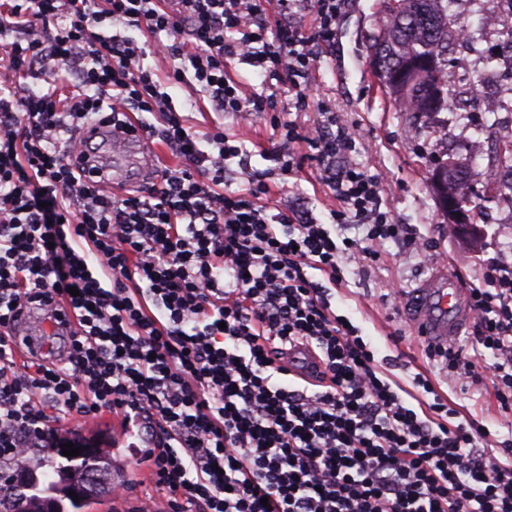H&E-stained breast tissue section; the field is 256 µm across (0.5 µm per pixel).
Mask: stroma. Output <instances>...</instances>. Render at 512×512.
<instances>
[{
    "label": "stroma",
    "mask_w": 512,
    "mask_h": 512,
    "mask_svg": "<svg viewBox=\"0 0 512 512\" xmlns=\"http://www.w3.org/2000/svg\"><path fill=\"white\" fill-rule=\"evenodd\" d=\"M382 16L383 0H348L336 26L334 47L311 76V97L324 100L345 121L361 126L364 142L356 161L379 177L384 205L401 223L430 238L434 251L419 256L402 244L385 242L380 260L372 267L362 272L346 271V282L334 290L331 303L372 342L377 358L384 360L396 381L407 387L416 373H424L447 395L449 406L482 419L502 441L512 437V415L499 410L491 388L474 390L429 361L423 340L397 314L390 296L391 286L408 292L443 259L449 270L468 284L475 279L478 261L500 258L512 262V223L497 220L493 188L482 185L472 194L474 204L488 208L478 224L481 244L472 249L455 235L429 187L432 169L443 159H458L478 172L492 164L494 139L488 130L494 117L487 114L459 120L453 113L441 112L424 123L415 120L413 113L396 111L388 89L369 65L371 35ZM224 126L241 134L253 169L272 168L265 155L272 134L268 123L260 118L243 122L228 115ZM271 188L273 199L311 210L321 222H328L334 201L313 163L304 162L296 177L273 180ZM79 437L99 438L110 444V419L103 416L83 424ZM108 453L113 473L127 483L129 498L115 501L107 493H96L89 496L85 512H127L134 497L145 490V473L135 464L137 449L110 444Z\"/></svg>",
    "instance_id": "stroma-1"
}]
</instances>
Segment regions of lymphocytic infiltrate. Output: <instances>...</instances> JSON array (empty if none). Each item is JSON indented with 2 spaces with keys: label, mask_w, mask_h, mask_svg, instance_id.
<instances>
[{
  "label": "lymphocytic infiltrate",
  "mask_w": 512,
  "mask_h": 512,
  "mask_svg": "<svg viewBox=\"0 0 512 512\" xmlns=\"http://www.w3.org/2000/svg\"><path fill=\"white\" fill-rule=\"evenodd\" d=\"M272 1L287 24L272 25ZM4 2L0 467L105 414L148 472L133 512H512V442L449 408L424 374L404 390L332 307L347 265L378 261L384 241L431 247L382 210L377 176L352 158L360 131L309 105L345 0ZM185 33L186 55L174 43ZM149 52L184 62L159 81L142 65ZM234 62L259 84L234 79ZM38 70L52 77L41 94L27 84ZM170 84L218 115L203 136ZM288 107L315 114L287 121ZM136 112L161 122L131 121ZM224 114L269 123L273 171L252 168ZM96 121L164 143L178 165L150 195L112 194L78 165L77 132ZM301 144L337 204L330 223L268 198L271 176L300 170ZM352 225L364 236L332 232ZM470 292V346L427 357L491 385L512 413V263L484 261ZM29 315L50 325L57 356L17 354ZM296 346L319 357L318 383L292 381Z\"/></svg>",
  "instance_id": "1"
}]
</instances>
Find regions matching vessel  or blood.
I'll return each instance as SVG.
<instances>
[{
	"label": "vessel or blood",
	"instance_id": "b4317fda",
	"mask_svg": "<svg viewBox=\"0 0 512 512\" xmlns=\"http://www.w3.org/2000/svg\"><path fill=\"white\" fill-rule=\"evenodd\" d=\"M79 136L97 145L96 150L84 155L87 171L112 189H122L132 180L153 176L157 168L158 149L142 135L118 137L111 127L94 123L82 127ZM117 137L125 147V158L120 162L112 161L101 150L102 145ZM403 305L410 326L426 345L433 347L446 346L449 340L461 336L472 320L468 289L444 266L421 281Z\"/></svg>",
	"mask_w": 512,
	"mask_h": 512
}]
</instances>
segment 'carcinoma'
<instances>
[{"label":"carcinoma","instance_id":"obj_1","mask_svg":"<svg viewBox=\"0 0 512 512\" xmlns=\"http://www.w3.org/2000/svg\"><path fill=\"white\" fill-rule=\"evenodd\" d=\"M454 0H385L387 23L374 36L376 48L372 65L388 88L404 70L413 67L422 72L410 79L406 91L394 95L395 102L409 100L412 111L419 112L423 101L433 100L436 107L423 116L450 110L458 112L461 106L448 87V42L467 25L466 17L452 11ZM495 161L512 170V139L495 145ZM481 173L457 171L453 174L452 189L457 202L469 207L470 198L465 187ZM99 455L97 448H82L80 457L85 466L73 473V457L62 455V449L36 461L33 467L22 465L14 472L19 484L27 488L20 497L10 487L0 484V512H81L85 505L86 485L93 476H112L105 463L92 466ZM77 493L74 501L69 492Z\"/></svg>","mask_w":512,"mask_h":512}]
</instances>
